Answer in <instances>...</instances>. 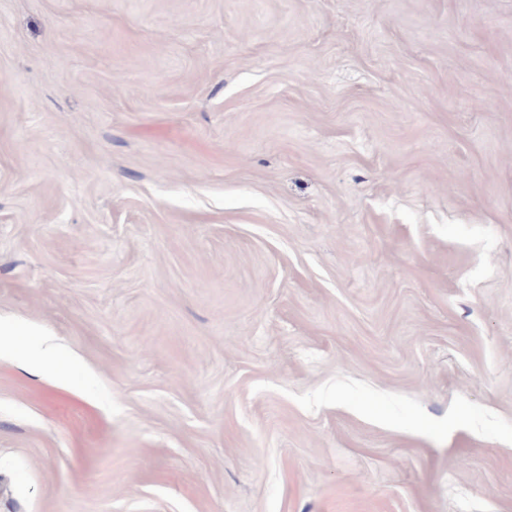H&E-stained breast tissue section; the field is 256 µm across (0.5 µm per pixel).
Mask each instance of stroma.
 Returning <instances> with one entry per match:
<instances>
[{
	"instance_id": "35a3bbf8",
	"label": "stroma",
	"mask_w": 512,
	"mask_h": 512,
	"mask_svg": "<svg viewBox=\"0 0 512 512\" xmlns=\"http://www.w3.org/2000/svg\"><path fill=\"white\" fill-rule=\"evenodd\" d=\"M0 512H512V0H0ZM10 336H27L23 343L33 350H41L42 347H46V349L59 351L58 348L51 343V339L47 337L51 335L45 329L39 331L34 328L18 327L15 333Z\"/></svg>"
}]
</instances>
